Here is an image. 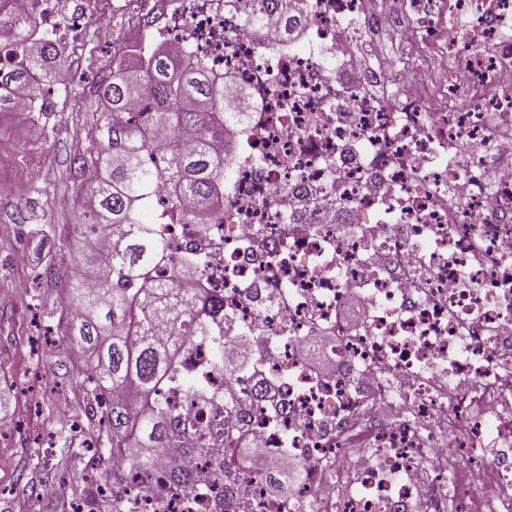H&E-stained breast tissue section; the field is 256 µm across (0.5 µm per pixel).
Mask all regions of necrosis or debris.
Masks as SVG:
<instances>
[{
  "label": "necrosis or debris",
  "mask_w": 512,
  "mask_h": 512,
  "mask_svg": "<svg viewBox=\"0 0 512 512\" xmlns=\"http://www.w3.org/2000/svg\"><path fill=\"white\" fill-rule=\"evenodd\" d=\"M172 0L148 32L177 59L246 90L247 132L234 138L224 205L205 235L157 226L172 256L194 247L202 287L224 298V346L254 341L247 370L210 368L197 339L188 373L223 395L220 419L239 442L283 457L299 477L268 492L260 458L224 486L228 512H512V0H405L434 48L429 90L400 53L361 58L394 0ZM95 0H0V14L62 51L64 29ZM465 14L461 36L449 17ZM486 142L467 165L452 156ZM482 244L483 258L473 257ZM358 331L336 321L351 300ZM329 333L335 373L310 372L313 326ZM277 389L268 399L267 385ZM399 415L380 424L376 405ZM195 499L145 512H211L210 466Z\"/></svg>",
  "instance_id": "4bbe7bcc"
}]
</instances>
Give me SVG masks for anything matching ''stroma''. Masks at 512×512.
<instances>
[{
    "label": "stroma",
    "mask_w": 512,
    "mask_h": 512,
    "mask_svg": "<svg viewBox=\"0 0 512 512\" xmlns=\"http://www.w3.org/2000/svg\"><path fill=\"white\" fill-rule=\"evenodd\" d=\"M86 50L50 62L64 81L47 112H0V512H112L100 492L107 458L77 449L94 431L87 395L75 394L81 349L68 345L60 285L41 279L46 261L70 266V244L87 218L85 182L73 163L91 146L84 130L98 111L88 78L103 73L115 48L148 34L125 15V0H97Z\"/></svg>",
    "instance_id": "stroma-1"
}]
</instances>
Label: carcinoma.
<instances>
[{
    "label": "carcinoma",
    "instance_id": "1",
    "mask_svg": "<svg viewBox=\"0 0 512 512\" xmlns=\"http://www.w3.org/2000/svg\"><path fill=\"white\" fill-rule=\"evenodd\" d=\"M55 53L44 43L27 53V69L0 68V88L14 86L31 70L48 76L45 62ZM112 61V76L97 75L89 83L90 95L104 104L95 117V141L105 147L74 159L81 173H90L86 193L94 200L95 222L76 227L84 249L73 267L95 271L100 286L89 287L81 273L67 276L68 309L75 313L67 320L65 335L89 353L85 382L93 404L88 414L104 426L86 448L125 458V470H110L103 479L121 489L113 497L126 500L127 512H142L141 501L148 497L166 501L200 493L194 473L158 449L177 448L227 478V466L239 451L220 420L205 426L165 399L168 391L186 385L208 399L181 365L184 347L198 336L215 341L216 370L234 376L246 360L224 355V298L205 288L179 287V281H193L200 274L196 259L176 260L178 270L167 277L156 274L168 260L167 247L146 214L162 192L187 195L198 207L181 221L211 223L229 152L224 130L244 127L245 118L224 100V77L202 66L143 49L129 64L119 51ZM135 103L142 111H131ZM210 109L224 113L223 121H208ZM159 125L169 127L173 136L154 143L150 129ZM102 237L115 239V249L100 252ZM164 328L169 335H160ZM116 391L142 402L146 410L132 413L113 397ZM221 431L222 450L211 447L213 435Z\"/></svg>",
    "mask_w": 512,
    "mask_h": 512
}]
</instances>
